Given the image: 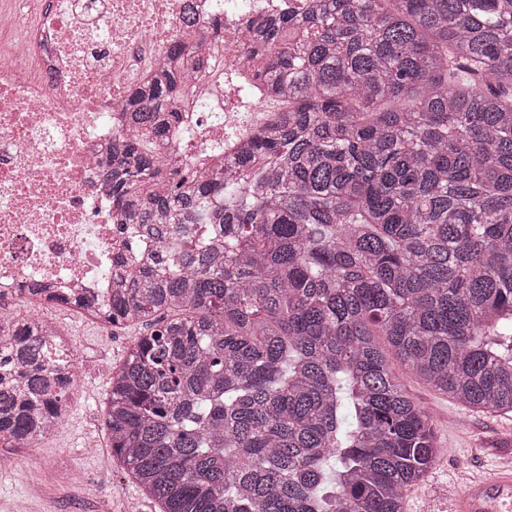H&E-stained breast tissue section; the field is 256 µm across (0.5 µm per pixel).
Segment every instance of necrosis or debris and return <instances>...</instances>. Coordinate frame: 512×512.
<instances>
[{
  "label": "necrosis or debris",
  "mask_w": 512,
  "mask_h": 512,
  "mask_svg": "<svg viewBox=\"0 0 512 512\" xmlns=\"http://www.w3.org/2000/svg\"><path fill=\"white\" fill-rule=\"evenodd\" d=\"M211 51L179 105L184 125L158 154L218 164L277 123L278 112L245 62L251 21L288 0H224V33L211 0H0V302L51 285L112 296L111 271L139 249L132 224L111 221L103 168L125 131L120 103L184 37Z\"/></svg>",
  "instance_id": "obj_1"
}]
</instances>
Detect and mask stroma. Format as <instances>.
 <instances>
[{"label":"stroma","instance_id":"stroma-1","mask_svg":"<svg viewBox=\"0 0 512 512\" xmlns=\"http://www.w3.org/2000/svg\"><path fill=\"white\" fill-rule=\"evenodd\" d=\"M45 315L66 335L79 375L69 392L70 414L32 448H0V512L25 501L30 512H159L132 483L110 441L101 405L109 391L108 367L118 365L136 332L106 329L72 308L54 306ZM388 365L410 396L433 414L442 449L424 482L406 494V512H449V488L512 464V414L478 412L409 377L395 356Z\"/></svg>","mask_w":512,"mask_h":512}]
</instances>
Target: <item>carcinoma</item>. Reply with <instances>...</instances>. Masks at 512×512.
I'll return each mask as SVG.
<instances>
[{"label": "carcinoma", "instance_id": "obj_1", "mask_svg": "<svg viewBox=\"0 0 512 512\" xmlns=\"http://www.w3.org/2000/svg\"><path fill=\"white\" fill-rule=\"evenodd\" d=\"M200 52L174 43L128 94L105 172L151 258L104 308L21 293L142 327L103 413L161 512H403L442 449L386 352L512 413V0L288 6L254 50L281 124L202 176L155 151ZM67 351L0 313L1 448L67 418Z\"/></svg>", "mask_w": 512, "mask_h": 512}]
</instances>
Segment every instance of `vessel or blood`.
Segmentation results:
<instances>
[{
	"label": "vessel or blood",
	"instance_id": "b4317fda",
	"mask_svg": "<svg viewBox=\"0 0 512 512\" xmlns=\"http://www.w3.org/2000/svg\"><path fill=\"white\" fill-rule=\"evenodd\" d=\"M451 501L453 512H512V468L471 480Z\"/></svg>",
	"mask_w": 512,
	"mask_h": 512
}]
</instances>
